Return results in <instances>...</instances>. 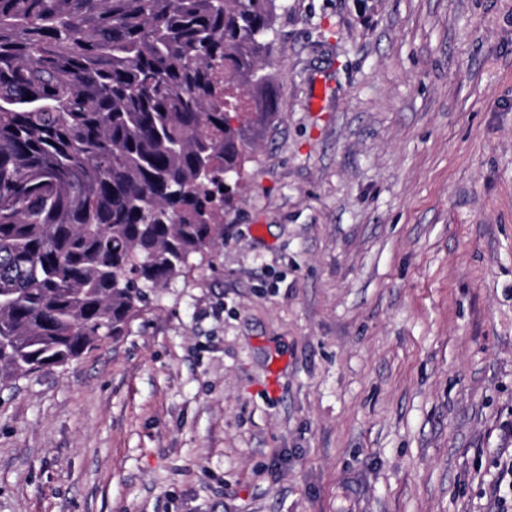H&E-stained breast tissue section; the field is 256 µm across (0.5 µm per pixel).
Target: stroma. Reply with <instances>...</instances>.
Masks as SVG:
<instances>
[{
    "mask_svg": "<svg viewBox=\"0 0 512 512\" xmlns=\"http://www.w3.org/2000/svg\"><path fill=\"white\" fill-rule=\"evenodd\" d=\"M224 240L0 383V512H494L512 0H280Z\"/></svg>",
    "mask_w": 512,
    "mask_h": 512,
    "instance_id": "35a3bbf8",
    "label": "stroma"
}]
</instances>
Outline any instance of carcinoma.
<instances>
[{
    "mask_svg": "<svg viewBox=\"0 0 512 512\" xmlns=\"http://www.w3.org/2000/svg\"><path fill=\"white\" fill-rule=\"evenodd\" d=\"M277 0H0V380L121 336L224 240Z\"/></svg>",
    "mask_w": 512,
    "mask_h": 512,
    "instance_id": "1",
    "label": "carcinoma"
}]
</instances>
